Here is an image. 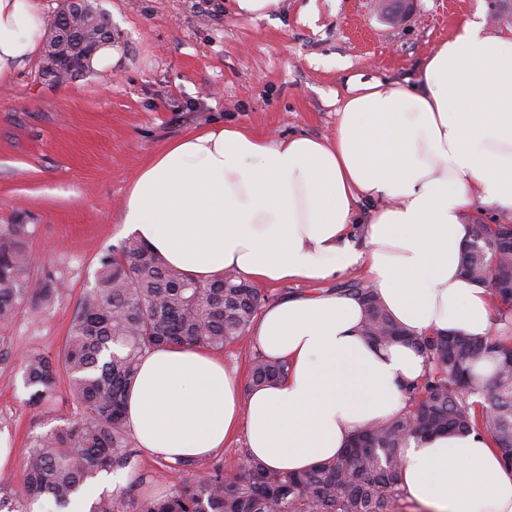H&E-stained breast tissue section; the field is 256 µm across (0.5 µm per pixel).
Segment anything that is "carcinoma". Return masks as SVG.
<instances>
[{
	"mask_svg": "<svg viewBox=\"0 0 512 512\" xmlns=\"http://www.w3.org/2000/svg\"><path fill=\"white\" fill-rule=\"evenodd\" d=\"M467 230L470 247L461 272L489 289L500 334L417 338L428 368L407 388L408 411L356 432L337 457L301 473L274 471L248 454L230 474L218 461L200 474L199 461L191 459L138 470L139 450L123 410L142 359L167 346L221 350L246 339L264 296L231 271L212 281L192 279L135 236L102 252L91 286L76 302L62 349L21 359L29 405L49 402L63 372L76 414L35 436L21 484L0 478V512H33L43 498L53 502L55 512H66L98 475L125 469L136 473L134 481L100 492L89 512H395L405 497L400 485L405 441L447 433L490 437L503 462L512 466V224L475 219ZM31 236L27 224L0 226L3 328L24 306L47 309L61 294L52 278L31 277ZM345 293L366 303L370 341L382 345L406 337L372 289L357 283ZM287 371V363L259 354L250 382L270 383ZM165 468L180 473L168 495L131 494L133 487L163 477Z\"/></svg>",
	"mask_w": 512,
	"mask_h": 512,
	"instance_id": "1",
	"label": "carcinoma"
}]
</instances>
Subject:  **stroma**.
<instances>
[{"label": "stroma", "mask_w": 512, "mask_h": 512, "mask_svg": "<svg viewBox=\"0 0 512 512\" xmlns=\"http://www.w3.org/2000/svg\"><path fill=\"white\" fill-rule=\"evenodd\" d=\"M96 3L121 35V71L54 85L37 57L0 87V225H33L32 277L64 285L51 308H24L0 330V437L17 482L33 437L73 410L64 378L47 410L29 407L20 357L62 347L99 254L124 238L118 210L145 161L224 122L333 138L347 76L414 78L465 20L512 32V0H411L401 22L377 0H287L263 18L235 14L231 0Z\"/></svg>", "instance_id": "stroma-1"}]
</instances>
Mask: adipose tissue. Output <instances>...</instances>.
I'll return each instance as SVG.
<instances>
[{"label":"adipose tissue","mask_w":512,"mask_h":512,"mask_svg":"<svg viewBox=\"0 0 512 512\" xmlns=\"http://www.w3.org/2000/svg\"><path fill=\"white\" fill-rule=\"evenodd\" d=\"M45 26L38 0H0V84L38 54ZM337 114L331 140L196 130L132 177L120 220L168 266L201 281L232 270L316 286L264 305L250 329L264 356L288 364L274 385L242 391L201 346L148 353L127 401L148 454L207 458L242 436L267 467L300 471L405 411L424 357L374 345L364 302L321 287L355 267L415 335L491 332L489 292L459 266L468 210L512 216V32L463 22L413 81L349 76ZM401 485L427 512H512V468L482 435L409 439Z\"/></svg>","instance_id":"obj_1"}]
</instances>
